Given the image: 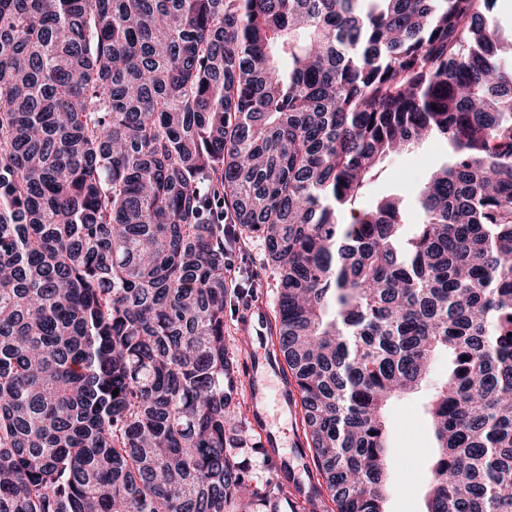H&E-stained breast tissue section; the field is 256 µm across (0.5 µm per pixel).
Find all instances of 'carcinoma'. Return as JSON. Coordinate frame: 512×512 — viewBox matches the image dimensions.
I'll list each match as a JSON object with an SVG mask.
<instances>
[{
	"label": "carcinoma",
	"mask_w": 512,
	"mask_h": 512,
	"mask_svg": "<svg viewBox=\"0 0 512 512\" xmlns=\"http://www.w3.org/2000/svg\"><path fill=\"white\" fill-rule=\"evenodd\" d=\"M496 0H0V512H265L225 239L335 512H385L384 410L448 376L425 512H512V43ZM444 141L416 194L365 200ZM224 185L226 228L198 190ZM354 211L353 221L340 214ZM467 359H462V356ZM118 395H112L114 390ZM490 16L496 21L498 38L509 43L512 38V0H497ZM446 160L444 142L434 137L406 147L384 161L381 177L368 189L366 196L368 199H374L401 188L415 192L429 172ZM244 248V259L240 263L241 275L244 278H259L260 288L257 289V296H267L274 310L275 296L277 293V277L264 262L265 243L258 234H251L246 240ZM239 455L248 458V473L251 481L256 485H263L266 483L274 467L277 465L271 456L262 454H250L249 448H241Z\"/></svg>",
	"instance_id": "carcinoma-1"
}]
</instances>
